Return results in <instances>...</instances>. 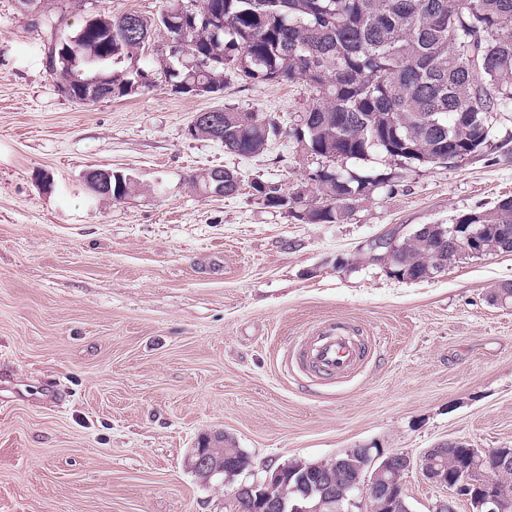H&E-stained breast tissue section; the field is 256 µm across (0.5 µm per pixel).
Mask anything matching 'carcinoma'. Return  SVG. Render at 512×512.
<instances>
[{"instance_id": "carcinoma-1", "label": "carcinoma", "mask_w": 512, "mask_h": 512, "mask_svg": "<svg viewBox=\"0 0 512 512\" xmlns=\"http://www.w3.org/2000/svg\"><path fill=\"white\" fill-rule=\"evenodd\" d=\"M131 16L135 35L124 26ZM158 28L186 49L163 59L175 93L220 95L230 76L245 84H305L307 119L288 131L258 112L222 106L224 127L193 132L242 158L263 154L282 135L300 143L314 160V188L304 195L262 181L250 188L269 209L302 212L293 218L304 224L346 221L405 173L483 149L494 116L512 112V0H169L153 18L101 15L70 34L62 54L44 47L45 64L72 100L94 104L107 88L120 99L152 86L139 61ZM375 157L394 169L347 167ZM132 191L128 177L114 172L112 198ZM454 223L486 225L489 253H512L501 246L512 241V199ZM435 251L423 235L402 239L391 261L395 277L429 276ZM214 455L248 458L227 439L214 444Z\"/></svg>"}]
</instances>
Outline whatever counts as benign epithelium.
I'll return each mask as SVG.
<instances>
[{"instance_id": "1", "label": "benign epithelium", "mask_w": 512, "mask_h": 512, "mask_svg": "<svg viewBox=\"0 0 512 512\" xmlns=\"http://www.w3.org/2000/svg\"><path fill=\"white\" fill-rule=\"evenodd\" d=\"M111 179L110 169H95L87 174L90 187L97 193H111ZM426 228L441 242L436 251L438 271L445 255L469 254L482 247L481 224L474 225L472 233L464 238L457 237L452 226L428 224ZM464 447L466 443L461 440H448L427 449L415 460L403 452L350 448L336 457V468L324 474L319 473L315 463L294 461L287 467H277L263 479L242 482L234 489L231 502L238 512H355L363 502L381 507L382 512H411L402 475L416 466L430 483L448 490V495L429 512H456L460 502L466 503L470 512H512V494L507 492L512 485V448H471L463 464L455 470L448 468V450ZM189 465L209 479L222 478L225 471L233 469L232 462L214 461L201 445L192 450ZM309 474L317 478L318 486L302 491L293 503H286L280 488L294 478L303 481ZM339 483L347 484L350 490L344 502L336 496Z\"/></svg>"}]
</instances>
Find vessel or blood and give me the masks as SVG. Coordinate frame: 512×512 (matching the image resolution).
Masks as SVG:
<instances>
[{"mask_svg":"<svg viewBox=\"0 0 512 512\" xmlns=\"http://www.w3.org/2000/svg\"><path fill=\"white\" fill-rule=\"evenodd\" d=\"M297 358L323 377L341 378L357 366L361 348L346 335L343 326L328 324L305 337Z\"/></svg>","mask_w":512,"mask_h":512,"instance_id":"b4317fda","label":"vessel or blood"}]
</instances>
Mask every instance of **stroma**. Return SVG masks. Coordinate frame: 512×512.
Listing matches in <instances>:
<instances>
[{"label":"stroma","mask_w":512,"mask_h":512,"mask_svg":"<svg viewBox=\"0 0 512 512\" xmlns=\"http://www.w3.org/2000/svg\"><path fill=\"white\" fill-rule=\"evenodd\" d=\"M167 0H0V512H228L233 484L188 457L224 432L252 478L350 448L418 457L458 439L512 448V254L409 282L368 259L372 239L512 197V112L491 143L381 190L339 224L258 203L250 183L293 190L311 160L283 137L241 158L194 137L196 113L251 109L291 125L302 82L228 83L222 96L166 83L92 105L57 89L44 46L87 13L153 17ZM132 178L121 201L86 174ZM240 173L218 197L189 177ZM343 323L367 350L346 378L302 368L313 327Z\"/></svg>","instance_id":"stroma-1"}]
</instances>
